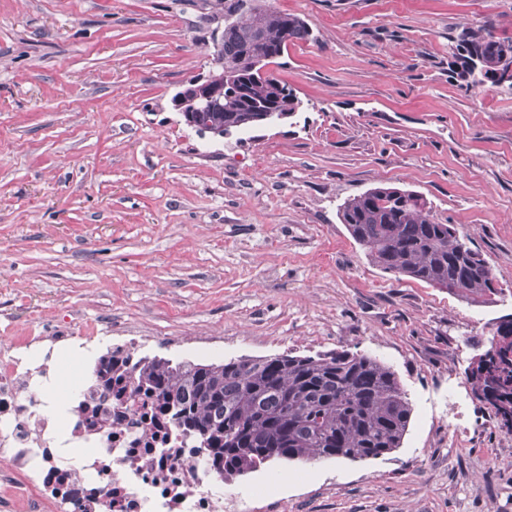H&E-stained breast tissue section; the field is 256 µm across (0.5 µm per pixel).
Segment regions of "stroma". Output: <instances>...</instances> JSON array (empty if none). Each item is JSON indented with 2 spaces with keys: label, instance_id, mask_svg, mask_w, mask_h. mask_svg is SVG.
<instances>
[{
  "label": "stroma",
  "instance_id": "1",
  "mask_svg": "<svg viewBox=\"0 0 512 512\" xmlns=\"http://www.w3.org/2000/svg\"><path fill=\"white\" fill-rule=\"evenodd\" d=\"M313 38L270 65L293 118L200 135L171 105L212 67L217 0H0V340L115 327L160 357L358 352L411 404L399 448L275 461L230 480L241 512H512V433L468 380L512 314V89L449 46L512 0H265ZM416 191L502 288L475 305L384 272L337 216Z\"/></svg>",
  "mask_w": 512,
  "mask_h": 512
}]
</instances>
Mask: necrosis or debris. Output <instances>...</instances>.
I'll return each mask as SVG.
<instances>
[{
	"label": "necrosis or debris",
	"instance_id": "obj_1",
	"mask_svg": "<svg viewBox=\"0 0 512 512\" xmlns=\"http://www.w3.org/2000/svg\"><path fill=\"white\" fill-rule=\"evenodd\" d=\"M94 336H28L0 354V499L16 512H224V476L146 394L111 398L83 379L65 417L50 410L59 347L88 354ZM86 446L82 466L62 444Z\"/></svg>",
	"mask_w": 512,
	"mask_h": 512
}]
</instances>
